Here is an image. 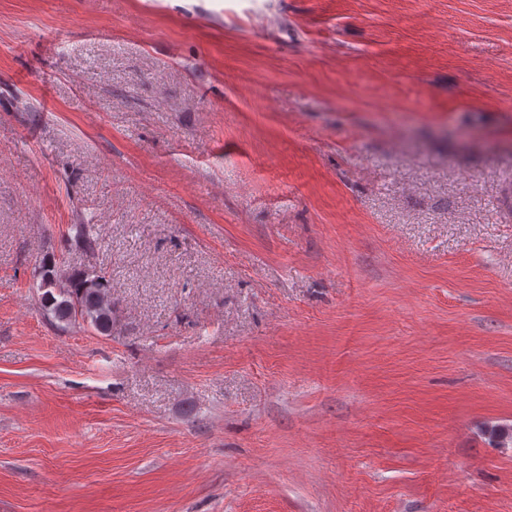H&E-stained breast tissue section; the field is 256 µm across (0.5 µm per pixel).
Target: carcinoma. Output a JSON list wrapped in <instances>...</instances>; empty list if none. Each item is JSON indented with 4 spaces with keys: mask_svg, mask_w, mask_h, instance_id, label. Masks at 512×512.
Listing matches in <instances>:
<instances>
[{
    "mask_svg": "<svg viewBox=\"0 0 512 512\" xmlns=\"http://www.w3.org/2000/svg\"><path fill=\"white\" fill-rule=\"evenodd\" d=\"M72 229L75 241L84 249L94 250L99 246L88 225L74 224ZM39 277L41 306L63 327L85 324L103 335L112 332L116 309L112 303V277L107 271L93 274L67 269L57 265L55 258L48 257L42 262ZM485 433L500 448L512 446L511 427L491 426Z\"/></svg>",
    "mask_w": 512,
    "mask_h": 512,
    "instance_id": "obj_1",
    "label": "carcinoma"
}]
</instances>
